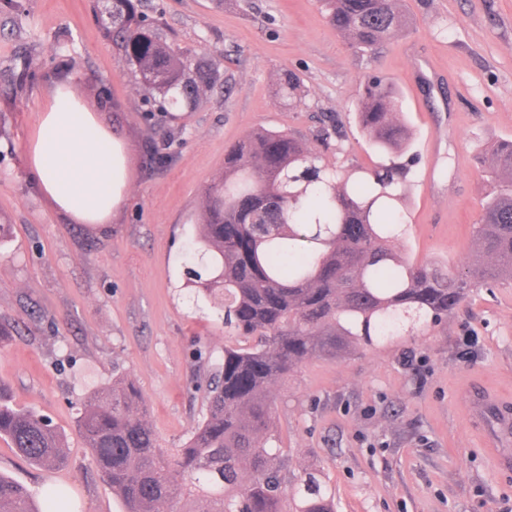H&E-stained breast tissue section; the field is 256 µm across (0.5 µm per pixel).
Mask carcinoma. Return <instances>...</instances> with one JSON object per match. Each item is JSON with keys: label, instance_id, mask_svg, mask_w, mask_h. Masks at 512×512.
<instances>
[{"label": "carcinoma", "instance_id": "obj_1", "mask_svg": "<svg viewBox=\"0 0 512 512\" xmlns=\"http://www.w3.org/2000/svg\"><path fill=\"white\" fill-rule=\"evenodd\" d=\"M111 0L105 36L122 51L158 112L190 108L218 78L205 58L172 49L138 11ZM396 0H320L328 21L363 55L405 23ZM288 71L279 92L301 102ZM392 83L375 73L360 87L358 124L389 163L330 168L303 141L258 130L224 155L206 218L181 256L194 297L221 298L224 326L252 340L224 345L207 389L206 414L184 447L166 454L124 378L91 392L78 426L123 512H333L331 493L290 476L288 457L268 447L271 384L314 358L401 335L406 323L448 318L473 289L512 282V141L491 146V188L475 228L479 248L464 267L414 263L401 251L408 164L397 161L412 134L397 118ZM0 438L41 467L63 464L51 422L10 404L0 381ZM67 492L50 488L36 507L28 490L0 474V512H56Z\"/></svg>", "mask_w": 512, "mask_h": 512}]
</instances>
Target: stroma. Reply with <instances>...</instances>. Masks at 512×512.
Wrapping results in <instances>:
<instances>
[{"label": "stroma", "instance_id": "stroma-1", "mask_svg": "<svg viewBox=\"0 0 512 512\" xmlns=\"http://www.w3.org/2000/svg\"><path fill=\"white\" fill-rule=\"evenodd\" d=\"M164 40L218 67L190 110L145 117V90L103 30L107 0H0V380L62 434L65 463L26 462L0 439V473L34 496L68 490L74 512H122L77 425L94 389L133 381L162 448L206 413L209 363L237 337L219 302L183 289L179 258L202 223L224 151L249 133L293 135L332 167H373L356 119L368 73L388 78L418 160L405 185L403 250L462 266L487 190L482 161L512 140V0H398L407 23L360 56L319 0H143ZM301 103L278 93L286 71ZM69 81L128 145L127 202L79 224L39 193L23 153L40 103ZM512 400V284L474 289L436 324L392 343L310 360L272 389L271 427L292 474L335 512H512L472 387Z\"/></svg>", "mask_w": 512, "mask_h": 512}]
</instances>
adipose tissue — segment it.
<instances>
[{
  "mask_svg": "<svg viewBox=\"0 0 512 512\" xmlns=\"http://www.w3.org/2000/svg\"><path fill=\"white\" fill-rule=\"evenodd\" d=\"M23 151L41 195L78 223H108L127 199L126 144L68 82H57L45 97Z\"/></svg>",
  "mask_w": 512,
  "mask_h": 512,
  "instance_id": "adipose-tissue-1",
  "label": "adipose tissue"
}]
</instances>
